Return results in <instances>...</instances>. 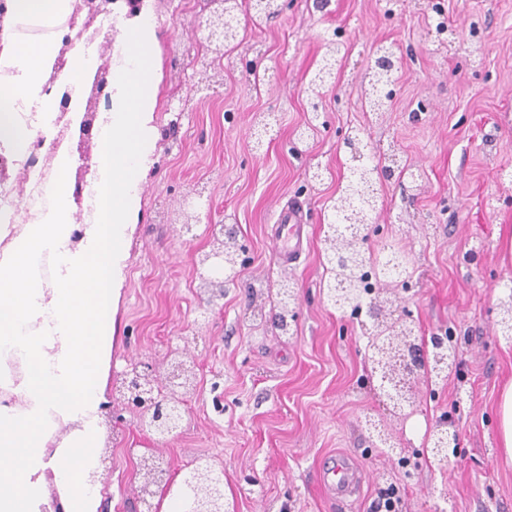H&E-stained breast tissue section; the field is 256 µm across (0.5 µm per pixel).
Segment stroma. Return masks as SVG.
Here are the masks:
<instances>
[{"label":"stroma","mask_w":512,"mask_h":512,"mask_svg":"<svg viewBox=\"0 0 512 512\" xmlns=\"http://www.w3.org/2000/svg\"><path fill=\"white\" fill-rule=\"evenodd\" d=\"M150 7L158 140L112 305L106 390L116 418L112 455L95 463L98 512H161L196 458L220 471L226 512H370L375 488L388 485L402 512H512L499 425L512 339L500 333L498 306L512 287V0H279V14L260 20L244 4L247 37L225 53L223 84L208 88L193 70L210 39L207 0ZM332 39L334 77L311 96ZM390 42L396 80L376 114L362 93L376 46ZM355 132L395 171L377 180L363 243L409 262V280L382 282L394 314L419 344L448 332L457 342L456 367L419 379L401 410L377 389L367 314L326 299L327 226L352 178L345 140ZM290 201L308 215L302 254L283 268L273 239ZM182 208L198 222H159ZM224 222L246 251L211 302L197 292L194 257L208 248L209 225ZM280 283L298 299L287 336L262 314L265 286ZM139 360L164 378L176 362L194 368L175 437L142 426L126 405L120 382ZM439 424L460 437L445 461L428 438ZM391 445L398 457H388ZM336 452L362 475L341 505L317 474ZM148 456L162 459L171 483L145 503L136 465Z\"/></svg>","instance_id":"obj_1"}]
</instances>
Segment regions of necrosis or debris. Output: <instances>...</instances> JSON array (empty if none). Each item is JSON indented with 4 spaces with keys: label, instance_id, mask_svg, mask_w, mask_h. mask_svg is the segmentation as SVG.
Here are the masks:
<instances>
[{
    "label": "necrosis or debris",
    "instance_id": "obj_1",
    "mask_svg": "<svg viewBox=\"0 0 512 512\" xmlns=\"http://www.w3.org/2000/svg\"><path fill=\"white\" fill-rule=\"evenodd\" d=\"M125 0H115L110 12L97 15L85 23L76 8L51 23L19 13L7 15L0 23L12 41L48 39L56 44L55 55L39 75L43 94L56 102L68 96L70 102L86 103L92 88L93 73L77 70L75 62L81 52L101 48L111 42L115 26L133 23ZM0 95L12 107L18 126L28 132L23 151L0 150V255L14 253L23 243L27 227L41 223L50 208V193L60 171V163L75 136L72 115L54 105L44 121H37L36 109L27 93L15 80L11 68L0 69ZM98 177L87 178L81 195L70 201L67 213L71 224L66 239L70 251H77L86 242V232L94 228L99 214ZM27 373L22 352L9 348L0 352V411L17 410L21 400L16 392Z\"/></svg>",
    "mask_w": 512,
    "mask_h": 512
}]
</instances>
